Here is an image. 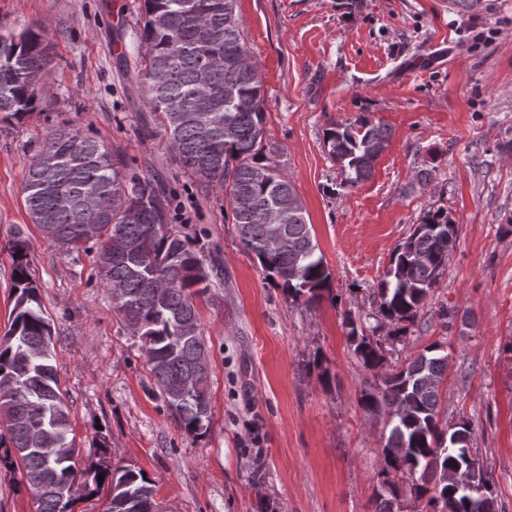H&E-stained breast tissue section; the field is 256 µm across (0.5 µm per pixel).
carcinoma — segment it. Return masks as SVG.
Segmentation results:
<instances>
[{
	"label": "carcinoma",
	"instance_id": "obj_1",
	"mask_svg": "<svg viewBox=\"0 0 512 512\" xmlns=\"http://www.w3.org/2000/svg\"><path fill=\"white\" fill-rule=\"evenodd\" d=\"M234 5L235 0H143L136 35L138 45L147 46L138 72L144 102L166 132L177 164L201 189L228 197L239 240L263 271L289 296L313 303L331 293V273L316 253L279 148L266 139L259 69L254 63L230 66L248 51ZM48 65L49 45L33 27L0 33V122H19L33 111L41 97L35 78L49 81ZM206 70L213 79L203 91L198 76ZM388 141L386 128L365 115L324 132V145L351 186L372 176ZM47 167L54 172L51 183L42 179ZM24 190L29 217L48 241L70 249L97 245V263L108 262L102 282L125 325L138 328L166 406L184 432L204 434L208 374L198 370V362L207 359V346L193 300L211 283L191 241L171 228L167 197L151 180L130 173L122 155L67 125L51 128L26 164ZM287 196L296 207L284 211L280 202ZM274 224L287 229L288 247L271 234ZM456 241L448 211L424 212L396 246L374 291L379 304L372 333L388 325V338L406 337ZM28 248L19 236L9 245L16 298L10 327L0 338V448L34 491L37 512H73L79 498L103 490L109 512H156L151 480L142 471L77 466L79 448L69 436L68 406L52 364V327L24 262ZM349 338L363 367L378 379L361 403L384 412L391 424L381 471L389 489L378 493L375 512H398L392 473L406 480L415 500L425 499L430 507L441 503L433 512H495L489 479L480 496L449 479L474 452L470 440L453 443L456 433L471 432L468 423L448 427L438 421L448 370L443 346L433 343L416 358L392 365L389 350L380 347L384 339L354 322Z\"/></svg>",
	"mask_w": 512,
	"mask_h": 512
}]
</instances>
